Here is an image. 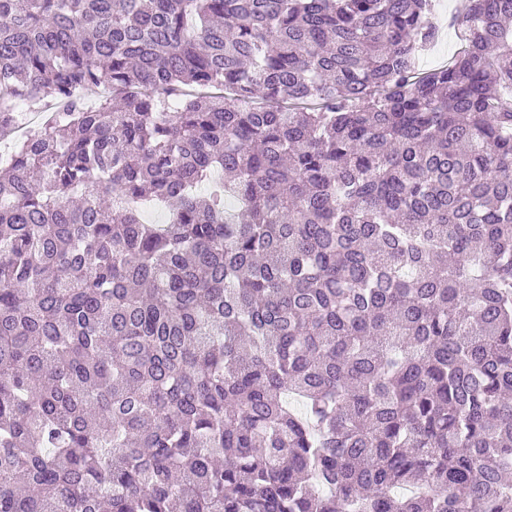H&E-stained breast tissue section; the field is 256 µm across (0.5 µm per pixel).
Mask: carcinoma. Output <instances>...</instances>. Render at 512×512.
<instances>
[{
  "instance_id": "carcinoma-1",
  "label": "carcinoma",
  "mask_w": 512,
  "mask_h": 512,
  "mask_svg": "<svg viewBox=\"0 0 512 512\" xmlns=\"http://www.w3.org/2000/svg\"><path fill=\"white\" fill-rule=\"evenodd\" d=\"M466 2L419 73L433 0H0V137L57 106L0 161V512H512V0ZM437 12L444 18L443 30L438 39L431 45V49L418 59V72L423 73L438 66L448 64L465 46L466 22L462 16L448 25V16L454 14L458 0H439Z\"/></svg>"
}]
</instances>
